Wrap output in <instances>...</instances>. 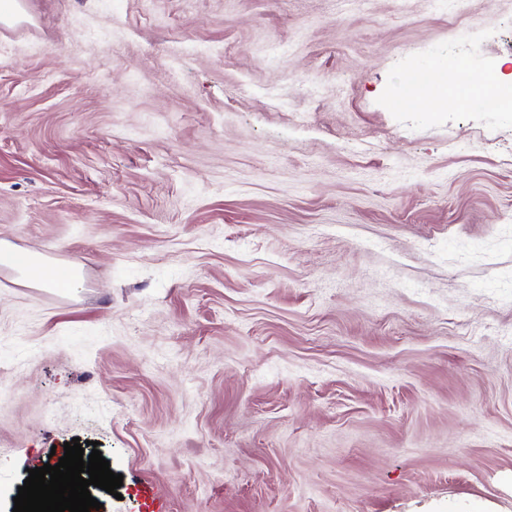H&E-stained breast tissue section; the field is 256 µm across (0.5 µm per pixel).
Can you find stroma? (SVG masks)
I'll return each instance as SVG.
<instances>
[{
  "label": "stroma",
  "instance_id": "stroma-1",
  "mask_svg": "<svg viewBox=\"0 0 512 512\" xmlns=\"http://www.w3.org/2000/svg\"><path fill=\"white\" fill-rule=\"evenodd\" d=\"M512 0H16L0 20V512H512ZM492 88V83L484 81L463 88L445 82L429 83L420 86L415 91L412 105L423 102L440 108L447 106L449 102H453L459 107H465V102L470 100L471 97L487 96ZM0 263L15 267L29 279L48 288L61 290L75 288L80 277L78 270L73 267L69 269V272L61 274L66 270L67 264L57 260L52 261L49 265L51 272L56 275L50 274L45 267V262L39 254L34 252L0 251Z\"/></svg>",
  "mask_w": 512,
  "mask_h": 512
}]
</instances>
